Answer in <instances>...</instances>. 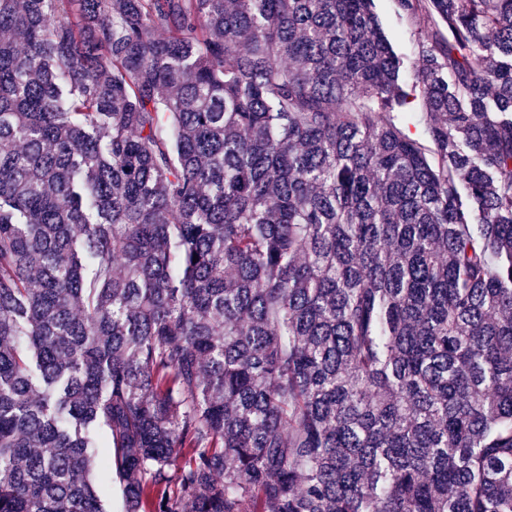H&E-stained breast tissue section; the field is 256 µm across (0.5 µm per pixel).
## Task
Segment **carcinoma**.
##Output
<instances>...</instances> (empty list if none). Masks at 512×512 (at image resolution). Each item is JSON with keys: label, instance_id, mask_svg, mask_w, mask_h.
I'll use <instances>...</instances> for the list:
<instances>
[{"label": "carcinoma", "instance_id": "cac0c4a2", "mask_svg": "<svg viewBox=\"0 0 512 512\" xmlns=\"http://www.w3.org/2000/svg\"><path fill=\"white\" fill-rule=\"evenodd\" d=\"M395 8L0 0V512H512V0ZM393 0H374V9L382 29L394 50L411 61L415 55V45L421 25L419 22L401 20L394 12ZM106 437L100 432L96 437L95 464L93 478L96 489L105 504L107 512H123L122 494L120 487L111 482L109 469L107 468L108 448Z\"/></svg>", "mask_w": 512, "mask_h": 512}]
</instances>
